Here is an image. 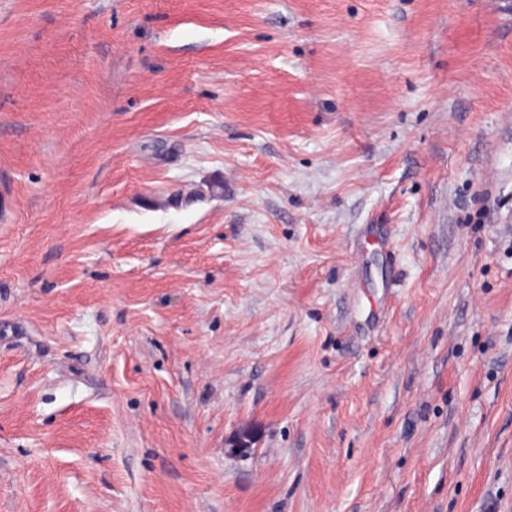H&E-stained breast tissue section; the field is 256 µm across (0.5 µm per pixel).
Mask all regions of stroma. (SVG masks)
I'll use <instances>...</instances> for the list:
<instances>
[{
    "label": "stroma",
    "mask_w": 512,
    "mask_h": 512,
    "mask_svg": "<svg viewBox=\"0 0 512 512\" xmlns=\"http://www.w3.org/2000/svg\"><path fill=\"white\" fill-rule=\"evenodd\" d=\"M0 512H512V0H0Z\"/></svg>",
    "instance_id": "obj_1"
}]
</instances>
